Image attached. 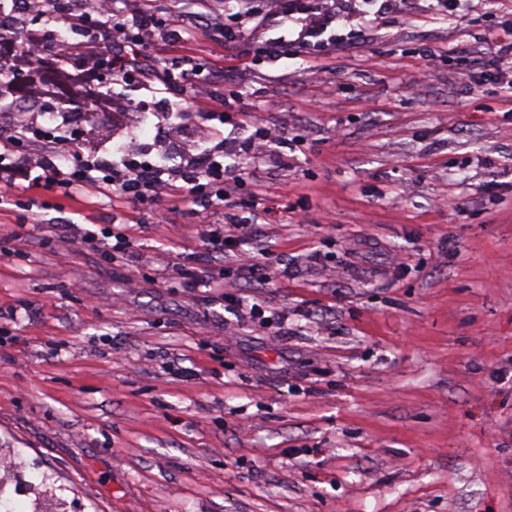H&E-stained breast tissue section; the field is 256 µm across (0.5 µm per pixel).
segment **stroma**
I'll return each mask as SVG.
<instances>
[{"label":"stroma","instance_id":"stroma-1","mask_svg":"<svg viewBox=\"0 0 512 512\" xmlns=\"http://www.w3.org/2000/svg\"><path fill=\"white\" fill-rule=\"evenodd\" d=\"M464 7L398 0L275 63L202 10L187 53L240 97L237 139L288 124L210 216L256 224L225 251L272 283L184 287L223 262L175 197L0 204V447L69 512H512V67L482 66L512 0ZM254 258L255 256H249L246 260L241 255H235L238 269L258 283L270 282L274 278V266L261 264L256 262Z\"/></svg>","mask_w":512,"mask_h":512}]
</instances>
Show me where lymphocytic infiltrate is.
Instances as JSON below:
<instances>
[{"label": "lymphocytic infiltrate", "mask_w": 512, "mask_h": 512, "mask_svg": "<svg viewBox=\"0 0 512 512\" xmlns=\"http://www.w3.org/2000/svg\"><path fill=\"white\" fill-rule=\"evenodd\" d=\"M28 8L36 17L54 13L72 31L84 32V40L68 42L63 55L47 58L40 34L27 31L18 37V46L10 64L0 73L28 72L30 93L46 100L47 111L61 119L65 97L80 96L90 103L113 112H126L130 104L124 98L104 92L107 69L115 67L127 84L152 86L154 93L180 96L171 71H159L150 63V53L161 46L184 48L196 34V26L185 14L161 15L152 9L117 12L115 0H91L88 8L74 9L62 0H27ZM234 14L237 26L217 24L216 32L225 43L236 41L241 24H275L278 36L266 39L262 53L272 62L289 57L291 50L307 47L312 39L322 36L339 22H358L362 28H372L381 15L393 12L395 0H348L347 9H339L332 0H265L262 15H254L251 0H236ZM112 25V57H104L89 32L98 31L101 24ZM74 56L79 64L74 70L65 67L66 57ZM184 78L191 84L193 101L205 110L206 120L212 121L211 133L223 137V127L232 123L237 109L236 97L216 98L211 79L203 75L201 64L190 58L176 61ZM285 127L262 128L254 137L230 150L218 149L202 155L198 164L181 174H174L165 166L149 161L140 162L128 154L113 155L109 163H101L95 155L83 152L82 143L74 138L71 127L61 124L50 150L24 151V143L40 138L42 128L37 122L23 118L13 133L0 140V189L28 191L53 189L63 197L72 198L87 188L108 193L119 188L124 200L134 204H150L160 197L188 194L192 199L220 205L229 201L243 182L237 167L226 164V156L233 155L249 163H258L267 157L272 147L281 142Z\"/></svg>", "instance_id": "lymphocytic-infiltrate-1"}]
</instances>
